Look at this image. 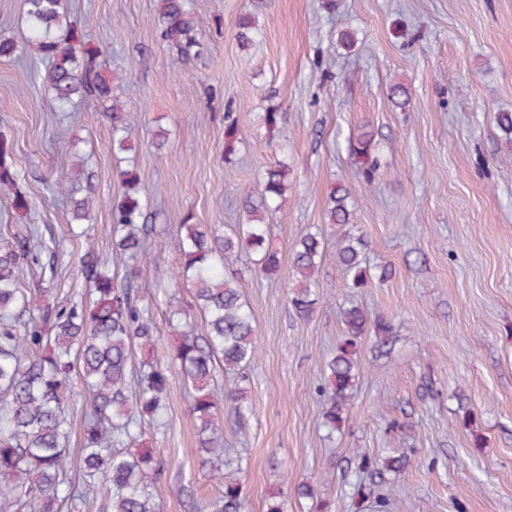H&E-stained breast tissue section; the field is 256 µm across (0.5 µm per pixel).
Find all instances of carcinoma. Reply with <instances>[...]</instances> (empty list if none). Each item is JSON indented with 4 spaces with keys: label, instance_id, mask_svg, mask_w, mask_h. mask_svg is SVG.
I'll use <instances>...</instances> for the list:
<instances>
[{
    "label": "carcinoma",
    "instance_id": "cac0c4a2",
    "mask_svg": "<svg viewBox=\"0 0 512 512\" xmlns=\"http://www.w3.org/2000/svg\"><path fill=\"white\" fill-rule=\"evenodd\" d=\"M25 42L0 37V57L27 51L46 62L38 73L51 101L65 110L79 100H95L112 122L115 153L135 150L132 113L113 94L112 71L101 49L90 44L82 30L67 19L63 0H25ZM157 23L161 39L189 57L198 42V22L187 0H159ZM258 34L255 18H239L237 38L248 46ZM241 142L237 119L224 113V159L235 155ZM363 181L372 183L380 163L374 134L363 131L350 145ZM77 171L63 172L53 192L66 197L77 225L91 223L96 201L78 196ZM126 185L112 204V253L123 261L112 270L97 252L89 229L75 233L86 246L74 262L89 282L86 295L62 302L55 284L59 280L58 245L45 238L39 225L0 232V512H97L98 498L105 496L111 512H156L150 488L160 476L158 462L147 445L144 422L159 428L165 423L170 373L192 390L189 417L198 430L200 466L220 487L213 512H241L244 496L240 468L222 459L211 448L221 428L224 408L237 420L247 409L243 389L225 395L214 385L218 367L231 371L249 366L258 356L254 316L240 292V277L227 275L224 257L234 252L256 256L255 269L269 276L278 271L280 259L270 240L265 213L288 191V169L282 164L266 171L261 183L264 212L252 210L249 222L226 235L207 224L179 225L169 246L183 259L174 271L173 287H186V302L172 301L168 324L178 335L170 355L171 365L152 357L156 327L151 309L139 303L134 284L140 264L149 256L147 236L153 226L145 223V195L132 169L120 172ZM20 173L13 160L11 142L0 137V185L13 189L11 208L28 216L31 198L19 187ZM350 188L339 185L330 196L328 220L349 224ZM336 258L351 276L352 286L367 285L370 268L360 241L343 237ZM326 259L318 235L308 233L292 249L296 275L288 303L301 319L309 318L317 304L316 274ZM40 269L41 287L31 290L22 282L23 265ZM42 304L22 330L13 324L16 311L30 306L31 292ZM201 311L205 332L198 333L192 313ZM346 339L327 364V404L323 425L330 432L341 429L344 411L358 379L355 358L357 340L374 333L379 345L391 339L392 325L384 318L369 321L352 307L344 311ZM141 359L135 360V351ZM78 378L86 399L83 418L81 466L74 469L69 443L71 428L67 404ZM410 459L403 453L384 459L387 472L405 469Z\"/></svg>",
    "mask_w": 512,
    "mask_h": 512
}]
</instances>
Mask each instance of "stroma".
Listing matches in <instances>:
<instances>
[{"label": "stroma", "instance_id": "35a3bbf8", "mask_svg": "<svg viewBox=\"0 0 512 512\" xmlns=\"http://www.w3.org/2000/svg\"><path fill=\"white\" fill-rule=\"evenodd\" d=\"M158 0H66L71 18L120 81L116 93L138 122L135 169L150 190L157 232L135 292L157 327L156 357L173 343L169 287L179 256L167 241L183 222L227 232L259 207L267 168L285 163L289 189L270 215L279 252L273 276L250 271L249 254L225 260L244 272L260 353L244 371H218L216 387H242L245 425L225 413L217 445L241 466L243 512H370L349 483L358 455L406 453L402 472L378 476L388 512H512V138L496 115L512 112V0H189L201 20L200 52L181 60L157 29ZM259 34L236 39L242 15ZM355 36L352 50L341 31ZM41 60L0 58V136L13 145L61 259L83 246L67 233L65 200L52 185L88 157L81 194L98 199L92 231L111 258V207L123 185L112 126L94 101L54 112L37 78ZM402 84L410 103L389 91ZM242 142L224 156V115ZM278 113L276 127L264 121ZM378 143L380 176L364 186L349 144L361 125ZM167 133L154 148L158 130ZM349 186L352 224L327 221L337 183ZM0 187V228L26 219ZM320 232L327 254L313 315L296 317L291 249ZM360 238L369 283L353 288L335 259L343 235ZM360 307L391 322L378 347L358 341L359 379L340 431L322 427L318 388L344 337L342 314ZM191 392L172 376L166 425L151 431L162 468L151 489L159 512H211L219 492L195 454ZM315 496L299 499L295 484Z\"/></svg>", "mask_w": 512, "mask_h": 512}]
</instances>
